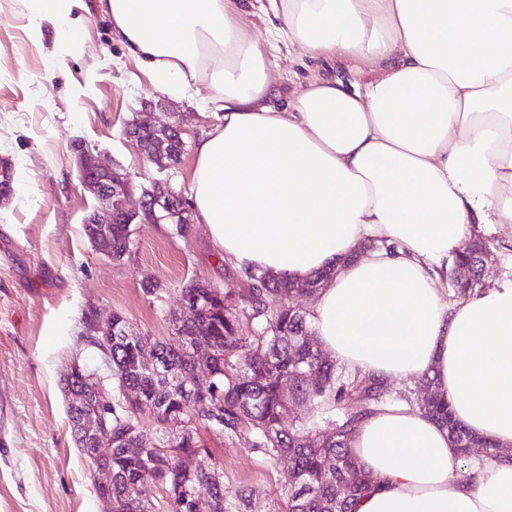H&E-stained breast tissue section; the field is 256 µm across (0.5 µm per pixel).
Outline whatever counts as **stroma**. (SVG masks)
I'll list each match as a JSON object with an SVG mask.
<instances>
[{
	"mask_svg": "<svg viewBox=\"0 0 512 512\" xmlns=\"http://www.w3.org/2000/svg\"><path fill=\"white\" fill-rule=\"evenodd\" d=\"M78 26L62 39L50 22L33 27L22 0H0V159L13 172L14 195L0 205V512H102L94 469L78 452L61 379L79 359L105 364L84 336L90 308L123 313L135 330L167 335V315L180 290L197 280L234 293L239 274L212 247L204 225L178 233L166 219L139 216L131 254L116 262L91 246L84 220L99 207L79 177L75 148L84 145L131 184L129 204L164 178L191 200V172L201 134L217 124L204 95L157 86L151 74L111 37L100 0H71ZM293 49L271 59L273 102L284 105L311 77ZM169 124L184 152L159 170L123 134L128 122ZM166 287L147 296L144 282ZM204 440L224 469L229 490L244 492L249 512H278L287 463L273 464L234 441Z\"/></svg>",
	"mask_w": 512,
	"mask_h": 512,
	"instance_id": "35a3bbf8",
	"label": "stroma"
}]
</instances>
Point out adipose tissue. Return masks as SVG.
I'll use <instances>...</instances> for the list:
<instances>
[{
    "mask_svg": "<svg viewBox=\"0 0 512 512\" xmlns=\"http://www.w3.org/2000/svg\"><path fill=\"white\" fill-rule=\"evenodd\" d=\"M112 34L182 95L207 84L222 124L191 174L198 223L237 269L328 278L324 352L391 381L434 379L454 420L496 445L461 455L419 407L379 408L351 437L376 485L355 512H512V280L455 305L448 259L512 224V0H108ZM267 18L265 30L242 18ZM335 72L271 104L270 56ZM373 63L377 78L341 77ZM367 239L383 246L363 258Z\"/></svg>",
    "mask_w": 512,
    "mask_h": 512,
    "instance_id": "adipose-tissue-1",
    "label": "adipose tissue"
}]
</instances>
